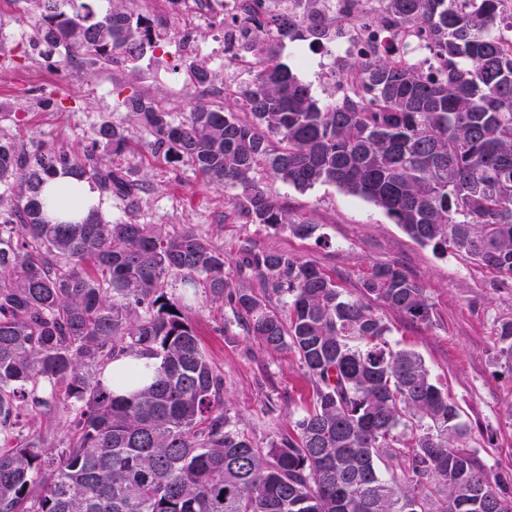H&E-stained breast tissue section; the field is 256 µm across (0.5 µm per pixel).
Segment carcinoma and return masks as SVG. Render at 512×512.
I'll return each mask as SVG.
<instances>
[{"label":"carcinoma","instance_id":"cac0c4a2","mask_svg":"<svg viewBox=\"0 0 512 512\" xmlns=\"http://www.w3.org/2000/svg\"><path fill=\"white\" fill-rule=\"evenodd\" d=\"M30 43L71 68L135 64L168 35L165 19L127 0H28ZM508 0H377L378 24L419 25L437 66L375 55L348 66L350 91L321 103L267 44L234 91L243 115L199 102L180 120L139 95L118 108L154 153L188 162L252 224L308 237L317 225L273 198L257 174L299 190L332 185L379 209L418 244L512 278V10ZM272 37L336 15L248 11ZM192 83L212 84L194 59ZM126 129L96 124L83 155L27 148L0 130V512H512V478L490 479L463 445L469 428L419 352L390 341L374 299L408 321L433 316L399 266L364 278L366 300L286 252H245L244 266L287 297L288 319L224 281V251L193 230L112 222L94 207L51 221L43 184L62 171L99 195L137 204L141 187L112 169ZM180 282L169 296L164 285ZM228 301L259 344L295 352L314 400L267 448L224 414L223 378L192 325L191 297ZM120 355L147 359L152 382L126 396L103 383ZM76 411L46 448L30 408ZM405 448L403 482L380 463Z\"/></svg>","mask_w":512,"mask_h":512}]
</instances>
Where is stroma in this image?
Instances as JSON below:
<instances>
[{
	"label": "stroma",
	"instance_id": "1",
	"mask_svg": "<svg viewBox=\"0 0 512 512\" xmlns=\"http://www.w3.org/2000/svg\"><path fill=\"white\" fill-rule=\"evenodd\" d=\"M167 20L176 34L188 28L179 16L171 14ZM31 26L26 0H0V126L25 144L46 142L80 155L95 124H125L132 148L114 164L140 185V201L130 212L122 200L103 198L105 216L163 224L171 230L194 228L223 249L224 278L230 286L251 289L273 309L283 310V297L239 271L243 246L283 251L336 274L353 299L362 298V279L373 265L402 266L425 288L433 305L431 323L413 324L380 303L376 311L391 327L393 340L418 351L456 402L470 428L467 446L490 475H512V357L503 354L498 336L501 324L512 320V280L501 281L458 256H436L380 209L334 186L301 191L261 173L270 194L318 224L319 230L303 239L246 223L232 206L233 189L210 182L187 162L153 156L150 136L128 123L126 113L116 111L117 100L144 94L177 119L201 99L231 109L238 106L235 96L224 92L226 72L218 59V29L212 21L199 20L188 28L199 49L198 60L216 75L211 93L185 78H173V71L183 70L187 61L175 39L133 67L72 69L58 55L46 56L31 46ZM192 306L204 351L224 378L225 414L258 448L290 433L314 398L298 356L259 345L228 303L211 301L205 292H198Z\"/></svg>",
	"mask_w": 512,
	"mask_h": 512
}]
</instances>
